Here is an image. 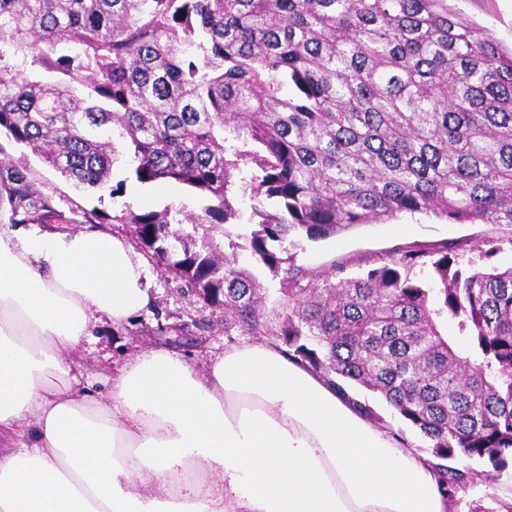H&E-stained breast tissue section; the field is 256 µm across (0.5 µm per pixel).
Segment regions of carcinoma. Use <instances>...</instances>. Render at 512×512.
I'll list each match as a JSON object with an SVG mask.
<instances>
[{
	"label": "carcinoma",
	"instance_id": "obj_1",
	"mask_svg": "<svg viewBox=\"0 0 512 512\" xmlns=\"http://www.w3.org/2000/svg\"><path fill=\"white\" fill-rule=\"evenodd\" d=\"M0 133L112 197L194 189L193 231L130 212L139 243L224 309V335L284 351L384 429L352 390L382 397L451 503L494 475L449 462L512 467V266L463 264L467 241L360 272L289 251L401 213L512 226V49L448 0H0ZM4 210L75 223L0 144Z\"/></svg>",
	"mask_w": 512,
	"mask_h": 512
}]
</instances>
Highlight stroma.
<instances>
[{
    "mask_svg": "<svg viewBox=\"0 0 512 512\" xmlns=\"http://www.w3.org/2000/svg\"><path fill=\"white\" fill-rule=\"evenodd\" d=\"M459 7L473 21L488 28L504 47L512 46V0H458ZM11 157L29 167L40 190L50 195L63 209L79 207L98 209L109 216L105 229L130 246L138 241L132 225L126 224L127 212L169 210L177 215L182 228H190L200 215L204 199L195 191L175 183L140 184L127 181L117 197L100 195L89 187H79L54 170L30 148L7 145ZM466 239L475 244L468 258L479 261L481 251L495 249V264H512V226L501 224H451L434 214H402L396 218L355 226L329 239L300 240L294 250L298 264L321 270L343 257L378 260L390 251L413 241H448ZM150 293L149 304L127 325L117 327L101 319L91 340L83 342L67 355L77 369L87 373L114 376L136 354L149 348L164 347L166 337L160 327L179 325L185 342L177 353L192 357L198 369H205L210 351L223 346L224 311L195 301L181 284L158 266L151 254L139 250ZM455 512H472L476 507L493 506L495 500L512 499V470L494 481L459 493Z\"/></svg>",
    "mask_w": 512,
    "mask_h": 512,
    "instance_id": "35a3bbf8",
    "label": "stroma"
}]
</instances>
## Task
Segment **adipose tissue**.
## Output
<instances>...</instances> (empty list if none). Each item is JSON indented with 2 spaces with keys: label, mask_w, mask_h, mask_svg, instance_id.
<instances>
[{
  "label": "adipose tissue",
  "mask_w": 512,
  "mask_h": 512,
  "mask_svg": "<svg viewBox=\"0 0 512 512\" xmlns=\"http://www.w3.org/2000/svg\"><path fill=\"white\" fill-rule=\"evenodd\" d=\"M122 239L0 229V512H451L427 464L260 340L206 373L148 349L105 380L63 359L149 302Z\"/></svg>",
  "instance_id": "ef3b65f1"
}]
</instances>
